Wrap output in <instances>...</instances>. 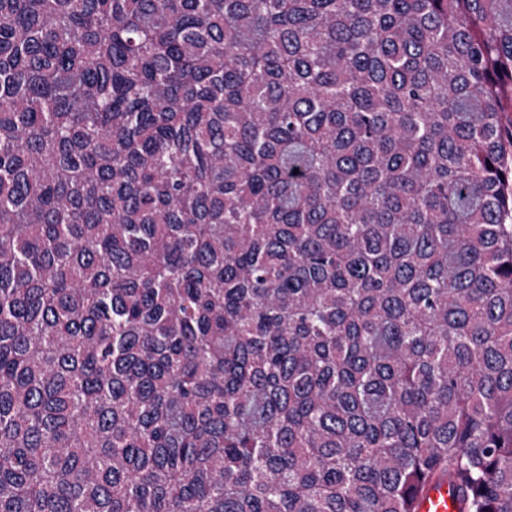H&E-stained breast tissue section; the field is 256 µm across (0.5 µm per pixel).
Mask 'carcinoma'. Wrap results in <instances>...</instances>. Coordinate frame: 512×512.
<instances>
[{"mask_svg":"<svg viewBox=\"0 0 512 512\" xmlns=\"http://www.w3.org/2000/svg\"><path fill=\"white\" fill-rule=\"evenodd\" d=\"M512 0H0V512H512ZM459 492L448 486V479L438 486H431L421 500L416 512H459Z\"/></svg>","mask_w":512,"mask_h":512,"instance_id":"obj_1","label":"carcinoma"}]
</instances>
